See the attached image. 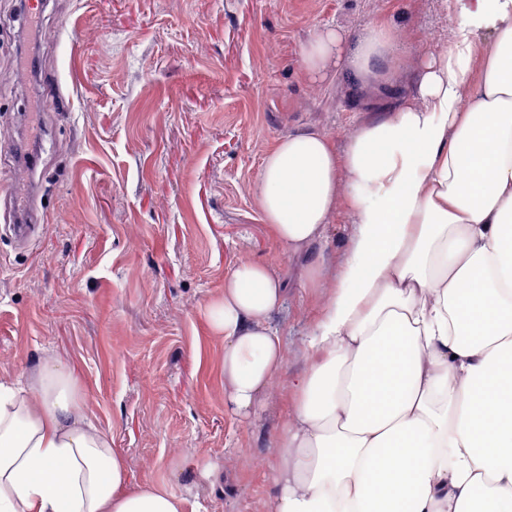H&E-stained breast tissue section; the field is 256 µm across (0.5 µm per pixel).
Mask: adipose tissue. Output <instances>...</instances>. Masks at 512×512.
<instances>
[{"instance_id":"ef3b65f1","label":"adipose tissue","mask_w":512,"mask_h":512,"mask_svg":"<svg viewBox=\"0 0 512 512\" xmlns=\"http://www.w3.org/2000/svg\"><path fill=\"white\" fill-rule=\"evenodd\" d=\"M455 29L408 93L390 68L407 43L387 22L320 28L303 73L388 92L344 152L315 132L265 153L259 206L298 252L341 197L355 231L340 285L304 342L271 512H512V0H448ZM286 299L243 262L211 303L224 339V402L242 418L284 368L271 324ZM77 377L45 363L0 382V512H183L134 486L112 436L89 421Z\"/></svg>"}]
</instances>
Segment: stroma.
Masks as SVG:
<instances>
[{
	"instance_id": "stroma-1",
	"label": "stroma",
	"mask_w": 512,
	"mask_h": 512,
	"mask_svg": "<svg viewBox=\"0 0 512 512\" xmlns=\"http://www.w3.org/2000/svg\"><path fill=\"white\" fill-rule=\"evenodd\" d=\"M38 72L23 0H0V380L53 359L134 485L162 484L185 512H270L269 435L290 418V380L354 231L340 202L324 240L295 253L260 215L266 150L298 131L344 150L382 106L339 77L305 78L300 48L323 26L388 21L409 41L392 80L410 86L453 21L445 0H40ZM30 143L42 215L21 241L9 196ZM324 259L319 287L307 285ZM286 289L271 322L287 342L257 419L224 404V340L209 305L239 263Z\"/></svg>"
}]
</instances>
